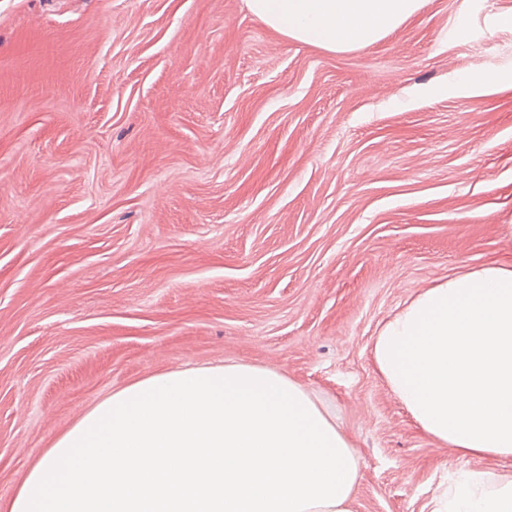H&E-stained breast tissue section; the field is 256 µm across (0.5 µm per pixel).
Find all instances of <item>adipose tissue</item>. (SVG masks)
I'll use <instances>...</instances> for the list:
<instances>
[{
  "label": "adipose tissue",
  "mask_w": 512,
  "mask_h": 512,
  "mask_svg": "<svg viewBox=\"0 0 512 512\" xmlns=\"http://www.w3.org/2000/svg\"><path fill=\"white\" fill-rule=\"evenodd\" d=\"M422 0H246L293 41L372 47ZM374 366L431 439L512 460V264L449 277L381 326ZM354 450L319 401L273 369L167 370L122 386L58 436L0 512H351ZM431 512H512V473L465 467Z\"/></svg>",
  "instance_id": "1"
}]
</instances>
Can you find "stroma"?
Wrapping results in <instances>:
<instances>
[{
    "instance_id": "stroma-1",
    "label": "stroma",
    "mask_w": 512,
    "mask_h": 512,
    "mask_svg": "<svg viewBox=\"0 0 512 512\" xmlns=\"http://www.w3.org/2000/svg\"><path fill=\"white\" fill-rule=\"evenodd\" d=\"M508 12L425 0L336 54L244 0H0V501L112 390L224 362L319 399L351 512L499 471L426 436L371 350L418 293L512 263Z\"/></svg>"
}]
</instances>
